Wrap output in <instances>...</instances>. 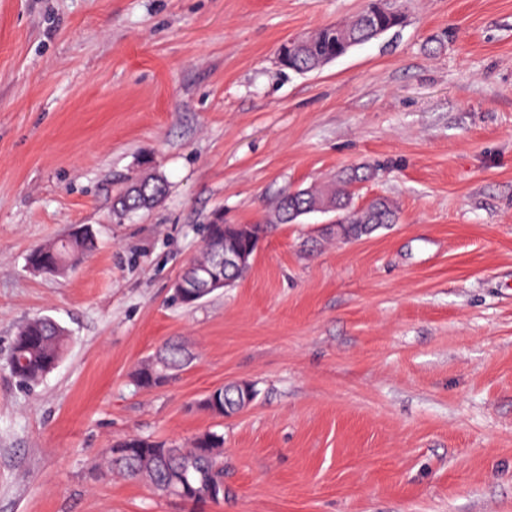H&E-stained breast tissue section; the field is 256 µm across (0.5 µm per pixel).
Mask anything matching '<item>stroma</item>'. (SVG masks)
<instances>
[{
  "label": "stroma",
  "instance_id": "1",
  "mask_svg": "<svg viewBox=\"0 0 512 512\" xmlns=\"http://www.w3.org/2000/svg\"><path fill=\"white\" fill-rule=\"evenodd\" d=\"M368 0H0V512H512V0H400L402 24L321 70L287 38ZM151 160L164 199L113 201ZM365 164L358 240L274 225L195 306L172 283L203 224H258L283 190ZM97 250L36 273L73 227ZM47 315L59 365L9 353ZM171 340L190 363L134 374ZM255 401L200 402L230 382ZM224 436V498L195 508L97 459L141 435ZM357 208L349 211L347 224H343L344 219L336 215L331 222L337 226L336 236L347 241L360 239L381 227L377 224H396L399 220L397 209L385 197L376 198L367 206ZM96 248L95 236L85 235L80 243L65 246L54 240L33 249L28 255V266L36 270L37 267L53 265L54 273H64L69 267L81 261ZM68 339L66 330L50 316L36 317L22 324L10 354L15 378L25 386L37 384L57 367ZM255 389L248 382H233L220 386L207 394L200 402L209 413L224 417L239 411L247 398L253 401Z\"/></svg>",
  "mask_w": 512,
  "mask_h": 512
}]
</instances>
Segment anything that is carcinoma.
I'll list each match as a JSON object with an SVG mask.
<instances>
[{"instance_id": "obj_1", "label": "carcinoma", "mask_w": 512, "mask_h": 512, "mask_svg": "<svg viewBox=\"0 0 512 512\" xmlns=\"http://www.w3.org/2000/svg\"><path fill=\"white\" fill-rule=\"evenodd\" d=\"M380 21L370 20L365 24L359 18L346 24L349 38L360 44L373 40ZM337 45L321 32L312 33L288 54L285 66L298 73L307 74L320 70L333 61ZM372 175L367 166H353L329 188L333 197L344 202L353 197L352 185ZM164 177L150 171L134 180L114 202V210L120 215L148 210L167 193ZM324 191L319 188L302 190L292 194L282 192L277 211L291 214L319 200ZM398 211L390 200L380 197L368 205L351 209L348 221L336 227V236L344 240H356L370 235L380 224H395ZM270 224H229L227 243L244 246L247 235L270 233ZM215 226L209 225L207 243L201 256L194 260L200 267L211 263L215 251L223 248V242L215 240ZM96 248L94 235H86L79 243L65 246L54 240L33 249L28 255V266L35 269L52 265L55 272L64 273ZM68 334L52 317L40 316L22 324L14 338L11 354V370L25 386L37 384L54 370L67 348ZM190 356L178 342H168L156 359L145 362L137 372V385L143 389L164 385L172 372L186 366ZM254 386L248 382H233L220 386L207 394L200 402L209 413L222 417L239 411L246 399H254ZM224 436L206 431L193 438L189 444L155 441L132 436L107 450L104 468L107 474H118L130 479L146 482L157 492H164L170 481L177 476L188 479L193 494L188 498L192 504L208 501L210 491L224 485Z\"/></svg>"}]
</instances>
